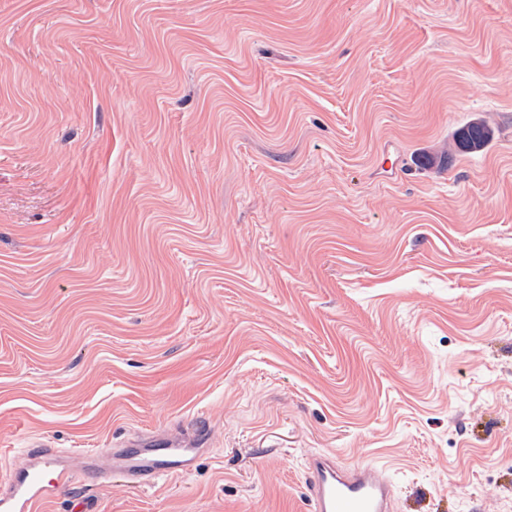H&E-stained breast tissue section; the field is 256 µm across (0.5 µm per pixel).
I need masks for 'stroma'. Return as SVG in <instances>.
Returning a JSON list of instances; mask_svg holds the SVG:
<instances>
[{"label":"stroma","mask_w":512,"mask_h":512,"mask_svg":"<svg viewBox=\"0 0 512 512\" xmlns=\"http://www.w3.org/2000/svg\"><path fill=\"white\" fill-rule=\"evenodd\" d=\"M200 426L38 512H512V0H0V474ZM491 133L482 125L470 124L462 129L458 136L459 148L466 152H472L473 149H482L489 142ZM305 484L311 512H391L394 484L383 467L342 466L320 452L308 459Z\"/></svg>","instance_id":"1"}]
</instances>
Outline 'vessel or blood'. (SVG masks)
I'll use <instances>...</instances> for the list:
<instances>
[{
  "label": "vessel or blood",
  "mask_w": 512,
  "mask_h": 512,
  "mask_svg": "<svg viewBox=\"0 0 512 512\" xmlns=\"http://www.w3.org/2000/svg\"><path fill=\"white\" fill-rule=\"evenodd\" d=\"M204 439L198 431L140 437L127 447L88 452L75 460L31 446L0 478V512H35L78 475L108 482L117 474L134 484L189 470ZM305 484L310 512H392L394 506V484L386 469L374 464L345 467L329 452L309 458Z\"/></svg>",
  "instance_id": "1"
}]
</instances>
